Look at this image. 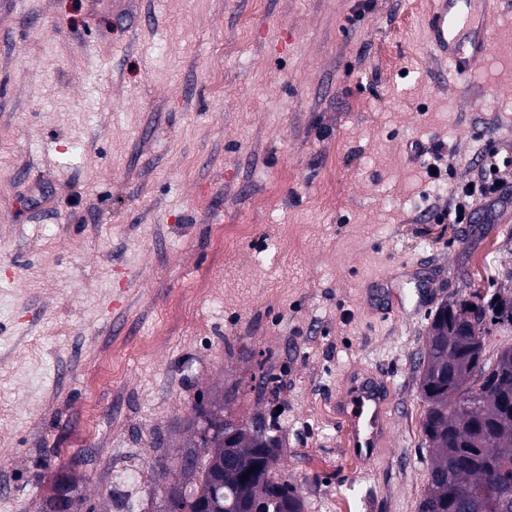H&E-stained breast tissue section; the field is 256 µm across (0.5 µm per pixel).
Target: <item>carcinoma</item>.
Segmentation results:
<instances>
[{
  "label": "carcinoma",
  "mask_w": 512,
  "mask_h": 512,
  "mask_svg": "<svg viewBox=\"0 0 512 512\" xmlns=\"http://www.w3.org/2000/svg\"><path fill=\"white\" fill-rule=\"evenodd\" d=\"M497 326L512 327V297L478 291L463 300H446L429 318L425 347L418 367V391L424 404L421 429L430 457L427 481L417 512H512V347L485 357V336ZM224 410V399H201L194 406L199 435L179 449L181 463L190 466L192 487L185 512L216 501L234 512L245 500L257 512H304L296 488L275 473L279 454L247 430L265 428L272 447L280 440L262 421L244 424L224 480L212 479L217 458L224 454L219 425L205 428L211 409ZM262 468L242 479L257 456ZM74 485L55 487L52 512H71Z\"/></svg>",
  "instance_id": "obj_1"
}]
</instances>
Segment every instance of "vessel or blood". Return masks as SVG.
<instances>
[{
    "instance_id": "vessel-or-blood-1",
    "label": "vessel or blood",
    "mask_w": 512,
    "mask_h": 512,
    "mask_svg": "<svg viewBox=\"0 0 512 512\" xmlns=\"http://www.w3.org/2000/svg\"><path fill=\"white\" fill-rule=\"evenodd\" d=\"M498 0H433L425 25L428 49L449 69L470 76L486 63L496 38ZM381 309L403 306L402 282L395 277L367 283ZM390 386L375 373L356 374L336 392L337 420L346 429L353 451L375 460L388 439Z\"/></svg>"
}]
</instances>
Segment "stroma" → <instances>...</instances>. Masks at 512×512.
<instances>
[{
  "instance_id": "35a3bbf8",
  "label": "stroma",
  "mask_w": 512,
  "mask_h": 512,
  "mask_svg": "<svg viewBox=\"0 0 512 512\" xmlns=\"http://www.w3.org/2000/svg\"><path fill=\"white\" fill-rule=\"evenodd\" d=\"M499 8L462 79L417 0H0V512H44L61 474L75 512H164L218 391L276 420L305 512H417L429 316L512 287ZM416 140L445 144V193ZM491 157L503 199L436 223ZM409 265L435 273L425 303L373 313L365 282ZM361 367L392 391L372 462L331 405Z\"/></svg>"
}]
</instances>
